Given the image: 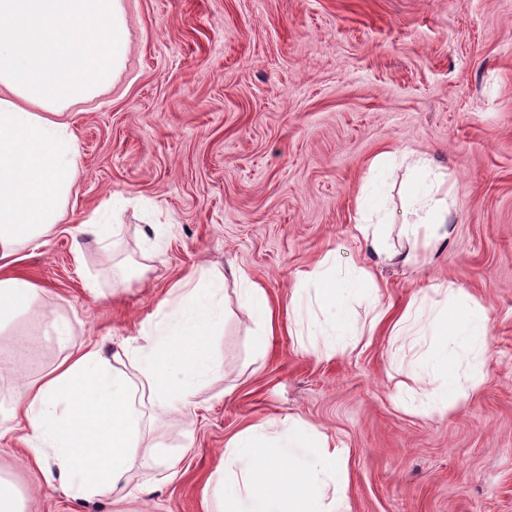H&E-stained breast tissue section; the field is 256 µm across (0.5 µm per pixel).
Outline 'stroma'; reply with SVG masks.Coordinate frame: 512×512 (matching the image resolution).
<instances>
[{"label":"stroma","instance_id":"1","mask_svg":"<svg viewBox=\"0 0 512 512\" xmlns=\"http://www.w3.org/2000/svg\"><path fill=\"white\" fill-rule=\"evenodd\" d=\"M125 67L67 119L81 154L69 222L14 269L42 290L72 341L109 353L141 343L171 288L225 273L219 372L150 437L175 476L132 468L124 501L72 500L23 459L25 425L0 423V462L37 512H205L225 442L266 418L315 426L346 452L350 512H512V0H124ZM447 175L450 235L410 265L380 260L355 226L378 188L405 250L402 190L415 159ZM121 229L75 230L112 197ZM333 253L336 278L369 270L400 314L454 286L489 316L485 375L445 414L399 398L421 382L411 342L371 327L368 291L349 299L356 348L306 351L286 304ZM236 268L265 288L277 325L256 350ZM28 335L25 355L12 330ZM0 331V410L63 351L21 314Z\"/></svg>","mask_w":512,"mask_h":512}]
</instances>
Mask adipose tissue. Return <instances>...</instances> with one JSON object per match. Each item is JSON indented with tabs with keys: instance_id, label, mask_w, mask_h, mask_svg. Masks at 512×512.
Listing matches in <instances>:
<instances>
[{
	"instance_id": "obj_1",
	"label": "adipose tissue",
	"mask_w": 512,
	"mask_h": 512,
	"mask_svg": "<svg viewBox=\"0 0 512 512\" xmlns=\"http://www.w3.org/2000/svg\"><path fill=\"white\" fill-rule=\"evenodd\" d=\"M128 52L123 0H0V264L9 265L19 245L36 241L63 223L80 174L77 138L65 114L106 89ZM427 168L408 193L400 233L405 252H386L381 230L371 249L387 260L414 262L420 227L433 242L449 234L448 200L438 196ZM360 272L324 281L314 293L292 297L290 306L312 351L335 348L356 333L347 295L365 288ZM241 302L258 323L263 346L273 330L269 298L257 283L241 280ZM437 308L422 295L396 319L378 309L373 321H390L395 338L415 337L420 352L412 371L426 388L423 411L453 409L483 375L488 316L465 305L458 289ZM22 313L53 333L65 354L14 394L11 420L25 423L24 455L46 484H59L75 499H109L126 491L132 463L142 469H174L142 447L147 414L189 403L219 370L214 341L224 327V276L184 282L163 301L160 321L143 330V342L124 356L99 344L71 341V323L48 317L41 290L30 280L0 275V330ZM343 448L312 426L269 420L231 437L224 466L208 480L203 497L212 512H349Z\"/></svg>"
}]
</instances>
